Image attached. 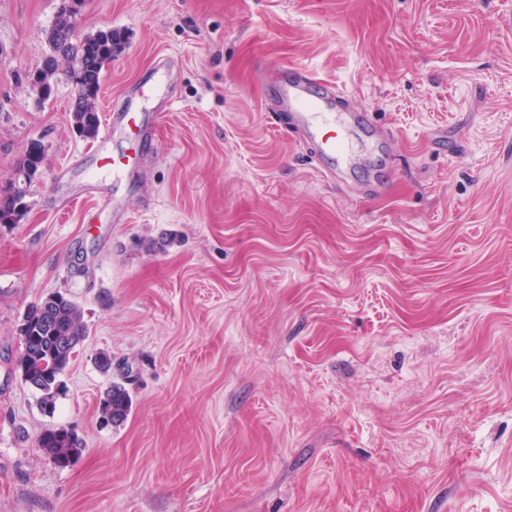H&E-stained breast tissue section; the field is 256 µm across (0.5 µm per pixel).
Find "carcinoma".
<instances>
[{
    "label": "carcinoma",
    "instance_id": "cac0c4a2",
    "mask_svg": "<svg viewBox=\"0 0 512 512\" xmlns=\"http://www.w3.org/2000/svg\"><path fill=\"white\" fill-rule=\"evenodd\" d=\"M84 0H62V6L45 31L49 49L63 48L60 57H44L40 67L29 76L32 90L43 101L49 99L59 80L64 79L83 89V98L70 106V119L78 134L86 140L94 139L99 131V93L102 85L104 63L111 59L122 45L121 33L112 28L84 35L76 44L64 45L62 30L69 25L74 13L81 11ZM45 160L42 144H28L16 169L26 172L28 183H33ZM12 192L7 187L0 192V224H15L27 212L5 198ZM22 344L17 369L24 382L35 381L40 385V405L52 411L49 404L57 384L71 364L69 353L60 347L64 336L85 338L87 328L79 306L61 293H53L39 300L28 309L20 328ZM132 408V398L122 383L114 382L100 399V413L114 425L126 421ZM38 446L59 468L70 466L84 450L83 440L65 427L49 428L38 437Z\"/></svg>",
    "mask_w": 512,
    "mask_h": 512
}]
</instances>
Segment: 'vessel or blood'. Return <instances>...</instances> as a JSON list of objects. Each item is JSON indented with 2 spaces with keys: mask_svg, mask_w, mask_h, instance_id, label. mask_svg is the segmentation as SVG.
Listing matches in <instances>:
<instances>
[{
  "mask_svg": "<svg viewBox=\"0 0 512 512\" xmlns=\"http://www.w3.org/2000/svg\"><path fill=\"white\" fill-rule=\"evenodd\" d=\"M270 86L276 111L288 116L300 142L314 145V158L316 162L324 163L325 174L336 175L350 156L346 129L353 125L370 130L371 123L366 114L357 110L338 111L337 101L341 94L337 88L288 66L275 71ZM149 126L147 119L138 120L129 113L116 112L108 119L103 137L111 139L118 127L140 137Z\"/></svg>",
  "mask_w": 512,
  "mask_h": 512,
  "instance_id": "vessel-or-blood-1",
  "label": "vessel or blood"
}]
</instances>
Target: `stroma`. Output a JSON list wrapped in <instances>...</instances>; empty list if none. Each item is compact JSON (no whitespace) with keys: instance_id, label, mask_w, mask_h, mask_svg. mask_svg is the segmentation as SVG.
Segmentation results:
<instances>
[{"instance_id":"stroma-1","label":"stroma","mask_w":512,"mask_h":512,"mask_svg":"<svg viewBox=\"0 0 512 512\" xmlns=\"http://www.w3.org/2000/svg\"><path fill=\"white\" fill-rule=\"evenodd\" d=\"M60 5L0 0V187L46 150L0 224V512H512V0H84L81 33L124 35L101 115L173 63L110 167L73 86L28 84ZM277 65L395 141L353 133L327 180L265 111ZM56 292L88 335L50 414L15 364ZM45 160V151L42 144L38 141H31L23 155L21 162L16 166L14 170H24L28 177V185L25 201L29 195L30 187L37 178L38 172L43 165ZM25 172H18L14 176V184L17 189L19 185H22L26 181ZM27 202V201H26ZM10 192H12L11 183L0 192V224H16L27 212L28 203L25 209L21 200H19L20 207H17L16 203H11L8 198H5V195ZM99 406L101 415L111 421L102 419L104 423L119 425L126 421L131 412L132 398L124 384L113 382L100 399ZM38 446L59 468L69 467L85 449L83 440L65 427L46 429L38 437Z\"/></svg>"}]
</instances>
